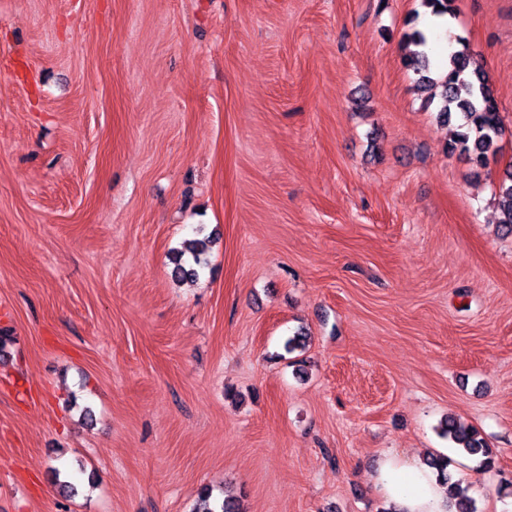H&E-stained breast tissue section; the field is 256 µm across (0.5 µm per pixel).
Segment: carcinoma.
<instances>
[{
  "label": "carcinoma",
  "mask_w": 512,
  "mask_h": 512,
  "mask_svg": "<svg viewBox=\"0 0 512 512\" xmlns=\"http://www.w3.org/2000/svg\"><path fill=\"white\" fill-rule=\"evenodd\" d=\"M425 4L435 16H455L454 0H425ZM427 44V36L420 29L414 28L405 34L403 64L417 75V91L424 92L433 85L441 88L436 118L443 125L455 124L453 136L448 142V152L463 156L476 168H485L500 153L499 142L503 135L498 103L486 73L464 48L448 54L447 64L435 79L432 77L431 64L426 52ZM496 195L503 214L500 227L506 233L512 234L511 170L498 184ZM206 253L205 243L189 241L185 253L179 254L175 261L172 278L177 281L197 279L199 270L204 265ZM441 434L466 454L481 456V465L484 469H494L493 451L475 428L449 419L441 429ZM469 490L470 487L467 485H450L448 512H477ZM211 498L212 489L207 486L201 488L199 501L203 507L197 512H239L231 498L225 497L214 505L210 503Z\"/></svg>",
  "instance_id": "cac0c4a2"
}]
</instances>
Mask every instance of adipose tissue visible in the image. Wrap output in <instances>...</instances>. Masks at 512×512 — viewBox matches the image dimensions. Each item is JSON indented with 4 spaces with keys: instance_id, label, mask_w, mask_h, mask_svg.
Listing matches in <instances>:
<instances>
[{
    "instance_id": "ef3b65f1",
    "label": "adipose tissue",
    "mask_w": 512,
    "mask_h": 512,
    "mask_svg": "<svg viewBox=\"0 0 512 512\" xmlns=\"http://www.w3.org/2000/svg\"><path fill=\"white\" fill-rule=\"evenodd\" d=\"M381 480L400 512H445V490L418 460L389 457Z\"/></svg>"
}]
</instances>
